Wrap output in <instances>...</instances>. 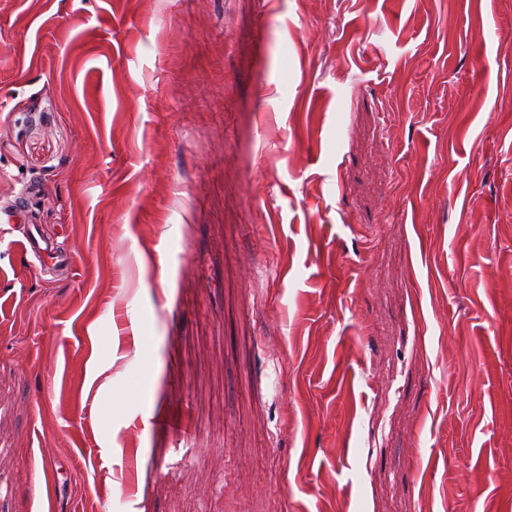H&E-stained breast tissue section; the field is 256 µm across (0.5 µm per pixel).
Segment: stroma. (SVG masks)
<instances>
[{"instance_id":"1","label":"stroma","mask_w":512,"mask_h":512,"mask_svg":"<svg viewBox=\"0 0 512 512\" xmlns=\"http://www.w3.org/2000/svg\"><path fill=\"white\" fill-rule=\"evenodd\" d=\"M2 204L0 512H512V0H0Z\"/></svg>"}]
</instances>
